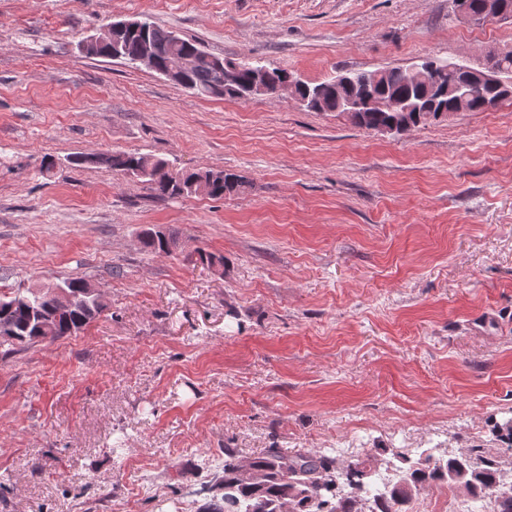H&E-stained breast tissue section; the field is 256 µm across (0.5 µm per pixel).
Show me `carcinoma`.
<instances>
[{"instance_id":"carcinoma-1","label":"carcinoma","mask_w":512,"mask_h":512,"mask_svg":"<svg viewBox=\"0 0 512 512\" xmlns=\"http://www.w3.org/2000/svg\"><path fill=\"white\" fill-rule=\"evenodd\" d=\"M117 48L121 59L132 63L143 42L150 43L159 69L168 61L183 55L192 58L179 84L194 88L201 98L239 99L251 80L255 65L248 61L236 63L239 67L238 84L225 85L217 81L218 62L222 57L209 53L192 39H173V32L156 26L148 19L140 27L117 34ZM499 77L512 84V51L490 57ZM424 64L440 74L441 83L434 87L426 83L411 85L404 67L384 68L379 72L353 73L355 83L347 88L336 86V80L319 83L305 82L296 87V93L312 102L313 112L346 114L354 126L370 130L402 117L412 126L425 125L439 119V109L453 110L454 95L438 96L442 89L450 90L467 82L461 67L450 66V61L426 59ZM372 94L383 99L397 98L406 102V112H379L357 110L345 112L340 101L346 96ZM74 165H103L112 171L149 186L161 200L192 195L219 200L227 195L243 192L247 181L235 173L217 169H197L183 172L150 155L138 152L115 151L111 154L77 155L70 158ZM142 248L150 253L168 255L178 248V238L172 232L146 230L140 237ZM85 279L70 277L62 285L79 297L77 305L54 316L55 339L71 335L73 326H87L105 307L99 297L89 303L81 293ZM10 305H0V332L13 331L24 338L16 347L0 351L7 357L35 343L43 341L39 332L38 313L52 314L51 306L31 290H16L8 299ZM492 434L496 441L512 450V419L495 423ZM503 454L499 448H473L465 455L435 458L428 454L418 462L401 469L399 480L379 502L375 512H403L415 493L437 484H454L465 489L467 495L478 501L485 495L495 496L498 512H512V486L501 481ZM378 476L377 467L368 460L353 458L339 463L320 452L296 450L288 452L279 447L266 449L253 458H242L235 449H224V475L213 483L218 493L206 502L204 512H364L362 504Z\"/></svg>"}]
</instances>
